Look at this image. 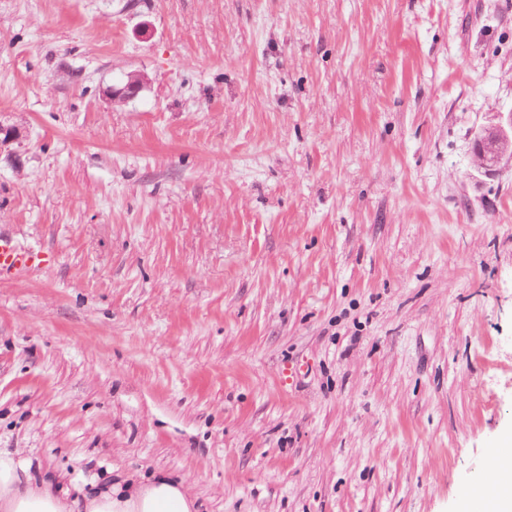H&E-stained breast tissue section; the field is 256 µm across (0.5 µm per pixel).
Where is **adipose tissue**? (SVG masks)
<instances>
[{
	"instance_id": "ef3b65f1",
	"label": "adipose tissue",
	"mask_w": 512,
	"mask_h": 512,
	"mask_svg": "<svg viewBox=\"0 0 512 512\" xmlns=\"http://www.w3.org/2000/svg\"><path fill=\"white\" fill-rule=\"evenodd\" d=\"M184 482L157 477L148 481L117 478L85 495L83 512H195ZM0 512H73L67 495L51 482L22 481L13 458L0 455Z\"/></svg>"
}]
</instances>
